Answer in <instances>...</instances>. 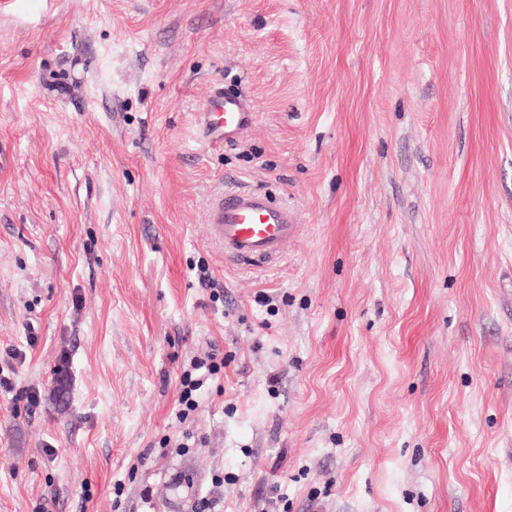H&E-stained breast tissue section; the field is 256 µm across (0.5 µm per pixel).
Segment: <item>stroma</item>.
<instances>
[{
  "label": "stroma",
  "mask_w": 512,
  "mask_h": 512,
  "mask_svg": "<svg viewBox=\"0 0 512 512\" xmlns=\"http://www.w3.org/2000/svg\"><path fill=\"white\" fill-rule=\"evenodd\" d=\"M241 188L273 265L209 235ZM203 498L512 512V0H0V512ZM202 115L207 136L215 142L234 138L252 122L254 116L244 99L225 95L222 88L213 91ZM297 228L295 215L261 190L225 195L211 211V236L236 261L274 258ZM213 345L202 355L191 358L189 366L191 370H185L180 378L181 390L179 395V406L176 418L179 421H185L190 412L196 409V400L193 398V392L200 388L208 377L217 374L224 366V356L218 360L220 352ZM198 372L197 379H192L193 372Z\"/></svg>",
  "instance_id": "1"
}]
</instances>
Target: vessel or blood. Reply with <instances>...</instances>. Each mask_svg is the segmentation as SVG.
<instances>
[{
    "instance_id": "1",
    "label": "vessel or blood",
    "mask_w": 512,
    "mask_h": 512,
    "mask_svg": "<svg viewBox=\"0 0 512 512\" xmlns=\"http://www.w3.org/2000/svg\"><path fill=\"white\" fill-rule=\"evenodd\" d=\"M212 141L237 136L253 120L248 103L215 89L202 110ZM295 215L269 194L251 190L217 200L211 211L210 233L225 254L236 261L269 260L277 256L297 232Z\"/></svg>"
}]
</instances>
